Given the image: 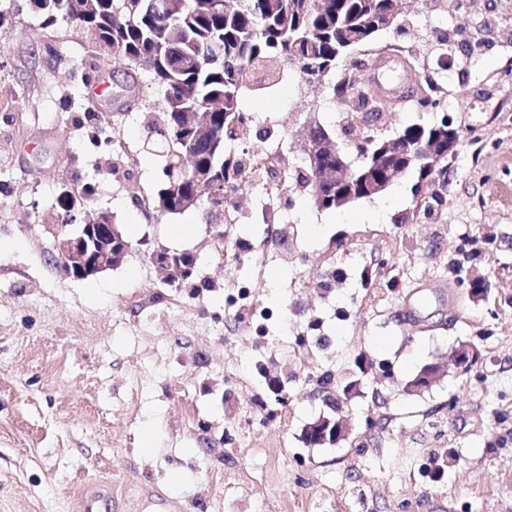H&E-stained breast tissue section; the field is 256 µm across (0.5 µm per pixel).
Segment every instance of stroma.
<instances>
[{
    "label": "stroma",
    "instance_id": "stroma-1",
    "mask_svg": "<svg viewBox=\"0 0 512 512\" xmlns=\"http://www.w3.org/2000/svg\"><path fill=\"white\" fill-rule=\"evenodd\" d=\"M406 8L442 33L512 30L504 0ZM397 42L388 31L358 51L377 57L387 88L403 85L384 52ZM456 60L446 113L415 102L376 122L392 135L452 119L461 138L446 170L406 173L336 210L291 192L264 218L245 182L234 246L268 263L227 267L213 259L215 228L202 212L131 203L135 190L156 195L163 178L143 150L163 89L117 69L71 20L48 27L30 0H0V512H78L82 492L102 482L112 512H292L324 494L345 512H512V43ZM243 106L257 119L232 153L269 147L270 127L303 164L311 121L348 140L336 114L352 104L312 103L296 84ZM65 186L93 187L90 208L126 235L117 268L75 280L55 261L50 226ZM286 218L290 266L279 243ZM156 248L193 254L192 281L168 285L147 256ZM237 300L251 307L238 336L227 318ZM461 341L481 354L464 375L448 365ZM289 344L306 354L291 374L279 365ZM428 363L436 382L408 392ZM336 395L347 438L309 446L306 427L331 414ZM239 483L249 497L225 498Z\"/></svg>",
    "mask_w": 512,
    "mask_h": 512
}]
</instances>
